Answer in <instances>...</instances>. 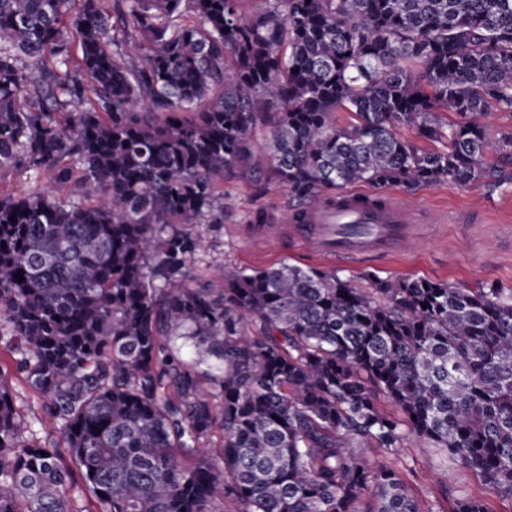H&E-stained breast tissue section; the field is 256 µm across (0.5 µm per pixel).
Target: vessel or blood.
<instances>
[{
    "instance_id": "b4317fda",
    "label": "vessel or blood",
    "mask_w": 512,
    "mask_h": 512,
    "mask_svg": "<svg viewBox=\"0 0 512 512\" xmlns=\"http://www.w3.org/2000/svg\"><path fill=\"white\" fill-rule=\"evenodd\" d=\"M363 200V195L344 193L335 204L310 208L296 235L321 254L351 262L371 252L403 249L411 238L409 210L393 201L377 209Z\"/></svg>"
}]
</instances>
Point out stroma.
Segmentation results:
<instances>
[{
  "label": "stroma",
  "instance_id": "35a3bbf8",
  "mask_svg": "<svg viewBox=\"0 0 512 512\" xmlns=\"http://www.w3.org/2000/svg\"><path fill=\"white\" fill-rule=\"evenodd\" d=\"M389 192L427 211L430 223L416 225L415 237L404 250L351 264L320 257L296 239L287 220L288 192L277 182L258 186L244 178H227L220 229L193 227L205 244L196 264L197 278L206 281L225 267L266 268L285 261L346 275L371 272L385 279L426 278L462 288H512V183L492 188L482 180L468 185L444 181L413 192L393 186ZM260 208L272 214L271 223H251V214ZM385 462L442 512H451L454 499L462 496L484 500L491 512H512V500L500 497L432 443L407 441Z\"/></svg>",
  "mask_w": 512,
  "mask_h": 512
}]
</instances>
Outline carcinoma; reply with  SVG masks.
Returning <instances> with one entry per match:
<instances>
[{"instance_id": "1", "label": "carcinoma", "mask_w": 512, "mask_h": 512, "mask_svg": "<svg viewBox=\"0 0 512 512\" xmlns=\"http://www.w3.org/2000/svg\"><path fill=\"white\" fill-rule=\"evenodd\" d=\"M257 2L0 0V178L47 180L0 195V512H436L364 455L411 436L512 500L511 288L287 262L198 284L184 229L224 223L231 176L275 178L296 224L356 183L506 182L477 117L512 112V0ZM9 389L14 394V405L21 418L29 423L36 421L42 414L41 401L14 372L9 371L6 375Z\"/></svg>"}]
</instances>
